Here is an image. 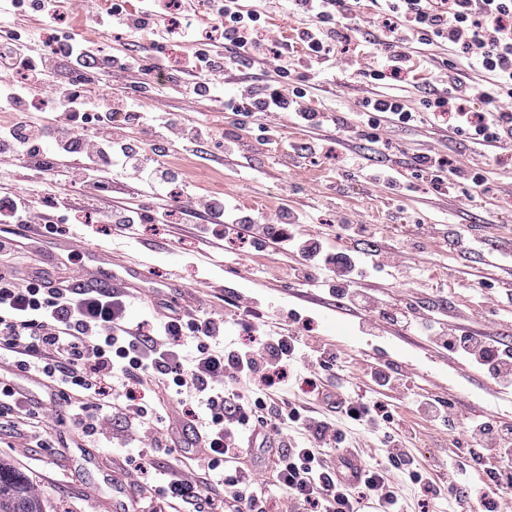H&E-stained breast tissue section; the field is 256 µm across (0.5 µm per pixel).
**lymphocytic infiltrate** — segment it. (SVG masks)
Wrapping results in <instances>:
<instances>
[{"mask_svg":"<svg viewBox=\"0 0 512 512\" xmlns=\"http://www.w3.org/2000/svg\"><path fill=\"white\" fill-rule=\"evenodd\" d=\"M293 13L308 18L298 30L304 57L321 71L336 67V27L368 22L377 34L362 46L358 57L379 61L369 70L376 81L385 76L419 74L431 66L425 48H446L447 83L442 95L428 102L427 116L406 108L385 92L365 98L355 121L361 128L398 122L443 125L473 144L495 146L512 137V0H278ZM81 11L91 15L102 32L124 29L132 34L161 31L170 45L194 46L180 69L179 93L189 101L202 97L223 105L225 111L251 121L262 131L275 127L282 116L316 130L329 122L316 106L312 86L296 82L292 73L301 66L287 39L268 23L266 13L245 8L243 0H140L127 10L121 0L104 7L97 0H0V25L12 27L17 15L27 14L43 27L57 28ZM25 37L11 34L0 40V112L13 113L0 124V159L28 165L54 181L61 162L75 158L69 171L74 186L107 187L113 178L133 182L156 198L167 195L181 180L176 169L158 163L140 143L131 139L130 125L145 134L157 128L172 130L182 146L212 140L214 131L199 122L157 119L146 113L139 96L152 91L156 76L169 66L164 52L112 56L91 41L60 39L58 47L39 54L26 46ZM247 55L272 67L273 82L263 85H227L224 75L236 56ZM303 57V58H304ZM475 71L461 78L462 69ZM125 73L134 96L110 98L93 93L111 72ZM56 83L45 95L51 122L29 117V103L48 73ZM485 111H474L475 102ZM418 171L434 185H444V173L481 183L461 161L433 152L414 154ZM183 210L204 217L205 231L215 235L248 228L249 245L275 243L297 253L295 277L327 286L338 303L363 310L368 331L382 325H400L427 337L438 348L485 370L499 387H512V344L488 332L450 329L433 313L416 314L395 303L374 300L361 283L368 270L393 267L398 255L377 251L355 256L344 241L369 236L372 228L348 219L337 222L335 240L303 231V212L281 209L274 215L242 214L218 195L185 194ZM224 333V317L203 311L189 315L164 306L156 320L137 327L126 321V305L117 291H77L58 287L42 271L0 273V355L12 357L18 371L38 378L49 400L67 401V413L83 441L95 442L107 432L106 417L113 395L128 385L153 386L171 393L177 404L196 401L207 419L185 423L204 449L203 462L213 474L214 490L205 492L189 475L154 479L140 469L129 487L134 492L160 484L167 497L201 502L207 512H220L215 495L231 500L234 512H267L268 496L255 469L242 460L260 452L272 484L280 496L277 512H396L402 498L391 477L393 468L410 457L412 432L391 423L378 448L350 442L339 416L355 417L366 435H374L376 418L366 404L333 400L317 392L329 405L328 413L313 416L310 405H290L277 399L271 371L296 369L306 383L330 373H341L336 353L303 332L254 329L240 348H215ZM417 410L431 423L458 418L453 402L422 398ZM0 416L12 425L34 429L37 447H47L46 424L31 395L0 381ZM462 418V417H459ZM469 446L497 448L512 453V424L477 413L462 418ZM364 459L355 480H346L338 463L344 453ZM512 464L503 463L488 481L460 489L434 491V507L449 504L456 512H512Z\"/></svg>","mask_w":512,"mask_h":512,"instance_id":"1","label":"lymphocytic infiltrate"}]
</instances>
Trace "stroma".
<instances>
[{"label":"stroma","instance_id":"stroma-1","mask_svg":"<svg viewBox=\"0 0 512 512\" xmlns=\"http://www.w3.org/2000/svg\"><path fill=\"white\" fill-rule=\"evenodd\" d=\"M69 32L100 43L110 54L152 53L160 37L122 31L99 32L88 18L66 23ZM304 80L320 85V100L332 120L322 129L301 131L290 119L268 135L240 123L238 116L206 99L189 103L181 98L176 74L165 75L145 108L160 107L170 116L200 121L218 132V139L184 149L161 138L150 141L158 159L185 173L187 182L202 192L223 195L239 209L253 213L281 207L305 211L308 232L336 236V219L345 217L372 224L371 239L352 240L351 246L399 250L413 246L404 267L372 274L364 283L373 296L408 304L424 303L441 311L447 327L512 334V269L498 259L512 241V145L477 148L465 137L443 135L428 126L396 124L381 128L378 137L351 133L347 127L353 112L375 87L391 89L406 105L422 111L434 86L415 85L409 78L374 82L353 68L330 75L317 69L301 72ZM435 150L451 158L475 163L483 185L448 176V192L440 194L428 177L413 166L412 156ZM378 168L394 169V186L375 188L367 175ZM110 196L91 187L73 188L66 179L42 183L39 175L0 160V194L29 193L59 234H67L73 197L83 199L88 217L78 231L83 246H109L148 261L155 281L178 270L181 290L145 293L128 300L127 317L139 322L160 300L175 306H193L221 312L236 296L249 297L266 324L288 325L289 313H298L323 343L336 350L344 367L341 385L348 397L388 404L394 419L414 427V465L435 485L447 487L450 479L468 484L486 479L499 466L494 449H478V461L468 455L448 458L443 449L449 438L464 439L457 423L433 426L415 410L422 396L454 401L457 409L475 408L481 413L512 423V393L501 390L493 379L462 359L448 356L425 337L397 326H385L376 335L362 327L359 311L337 307L327 290L299 284L293 277L298 258L294 253L266 245L239 248L218 239L201 237L203 220L181 209L176 198L160 201L130 183L113 181ZM129 205L145 210L160 206L173 212L168 224H142L138 234L104 223V205ZM428 225L430 234L419 231ZM387 363L403 375L404 386L394 393L373 383L368 375L375 363ZM111 433L121 446L96 447L95 465L73 467L70 442L76 441L69 420L49 424L51 447H32L26 432L0 431V457L13 463L43 499L46 512H103L100 501L116 498L109 477L125 481L145 467L159 473H199L201 449H130L135 439L123 418H115Z\"/></svg>","mask_w":512,"mask_h":512}]
</instances>
